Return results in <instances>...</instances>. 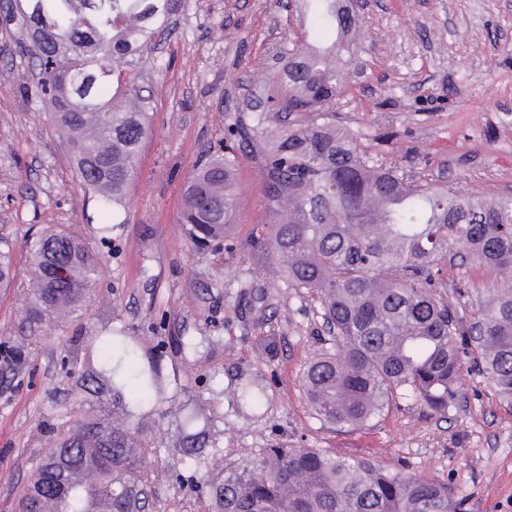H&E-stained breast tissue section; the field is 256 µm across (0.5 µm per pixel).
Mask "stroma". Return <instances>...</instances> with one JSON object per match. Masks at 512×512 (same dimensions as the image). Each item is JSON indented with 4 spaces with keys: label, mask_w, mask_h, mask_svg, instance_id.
<instances>
[{
    "label": "stroma",
    "mask_w": 512,
    "mask_h": 512,
    "mask_svg": "<svg viewBox=\"0 0 512 512\" xmlns=\"http://www.w3.org/2000/svg\"><path fill=\"white\" fill-rule=\"evenodd\" d=\"M366 2L356 16L363 35L340 101L342 122L378 138L415 178L512 192V0ZM314 25L295 0H184L152 47L143 84L153 136L112 214L75 178L45 113L27 107L34 95L22 79L27 60L0 26V233L12 246L16 278L15 288L0 289V352L19 344L28 351L18 370L0 367V512H16L50 428L81 417L64 359L72 345L94 344L103 333L91 312L62 330L24 319L25 243L53 224L77 226L93 247L94 303L111 308L113 325L128 328L145 350L166 341L162 366L178 376L181 401L221 390L214 470L261 448H321L448 484L463 512H512V409L472 363L444 415L398 398L365 426L340 429L311 410L300 377L329 340L318 301L242 264L267 222L257 163L241 161L239 210L224 254L197 252L185 239L179 216L192 170L228 143L235 108L253 84L280 70L274 48ZM115 217L121 228L99 241L97 226ZM206 274L223 275L222 292L198 288ZM439 284L470 322L502 282L476 261L461 267L449 259ZM181 336L199 342L187 364L176 352ZM147 465L158 482L150 512H186L194 495L173 478L177 455L163 452Z\"/></svg>",
    "instance_id": "1"
}]
</instances>
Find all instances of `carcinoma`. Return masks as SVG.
Instances as JSON below:
<instances>
[{
	"label": "carcinoma",
	"mask_w": 512,
	"mask_h": 512,
	"mask_svg": "<svg viewBox=\"0 0 512 512\" xmlns=\"http://www.w3.org/2000/svg\"><path fill=\"white\" fill-rule=\"evenodd\" d=\"M322 23L337 30L326 47L292 44L282 70L256 84L228 128L238 149L205 158L185 189L180 216L186 238L217 252L238 209L240 154L264 175L269 222L246 271L276 262L291 287L314 295L332 330V344L306 365L301 386L314 412L340 427H360L395 397L444 414L459 396L464 358L512 407V196L466 192L420 180L377 149L374 139L336 119L350 63L355 17L338 0H314ZM182 0H4L0 11L20 33L36 98L67 146L75 175L98 204L122 203L138 177L151 134L139 84L152 41ZM116 93L101 101V86ZM463 247L497 270L505 287L488 293L476 330L460 325L437 291L438 265ZM26 283L35 323L65 324L89 306L97 272L93 248L69 227L54 225L27 243ZM15 275L8 239L0 235V288ZM98 319L108 335L92 351L67 355L82 395V418L38 452L40 462L18 512H149L146 457L161 452L154 426L138 409L150 402L177 427L170 448L183 461L179 483L202 478V512H461L448 485L392 473L361 459L318 448H261L210 474L219 453L213 401L182 403L158 360L141 370L113 367L119 353L134 361L137 343L112 327V309ZM21 347L3 353L18 369ZM201 421L203 427L193 430ZM89 469L92 484L65 481L67 469Z\"/></svg>",
	"instance_id": "1"
}]
</instances>
